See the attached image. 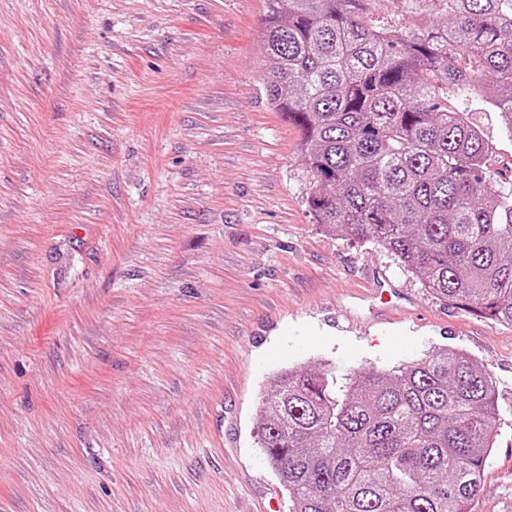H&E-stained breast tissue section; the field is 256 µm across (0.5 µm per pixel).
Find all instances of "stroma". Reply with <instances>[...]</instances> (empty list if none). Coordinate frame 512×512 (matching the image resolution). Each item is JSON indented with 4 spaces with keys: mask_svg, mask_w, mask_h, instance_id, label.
Here are the masks:
<instances>
[{
    "mask_svg": "<svg viewBox=\"0 0 512 512\" xmlns=\"http://www.w3.org/2000/svg\"><path fill=\"white\" fill-rule=\"evenodd\" d=\"M264 0H0V512H288L257 444L281 370L450 347L497 430L470 512H512V326L314 222L270 105ZM512 194V133L463 93ZM397 290L386 310L374 276Z\"/></svg>",
    "mask_w": 512,
    "mask_h": 512,
    "instance_id": "1",
    "label": "stroma"
}]
</instances>
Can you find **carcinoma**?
I'll use <instances>...</instances> for the list:
<instances>
[{
  "mask_svg": "<svg viewBox=\"0 0 512 512\" xmlns=\"http://www.w3.org/2000/svg\"><path fill=\"white\" fill-rule=\"evenodd\" d=\"M266 0L265 92L301 131L318 224L394 254L445 302L512 326V195L485 180L490 147L448 91L512 131V0ZM258 445L288 512H467L496 429L494 387L440 347L338 381L327 365L276 376Z\"/></svg>",
  "mask_w": 512,
  "mask_h": 512,
  "instance_id": "1",
  "label": "carcinoma"
}]
</instances>
